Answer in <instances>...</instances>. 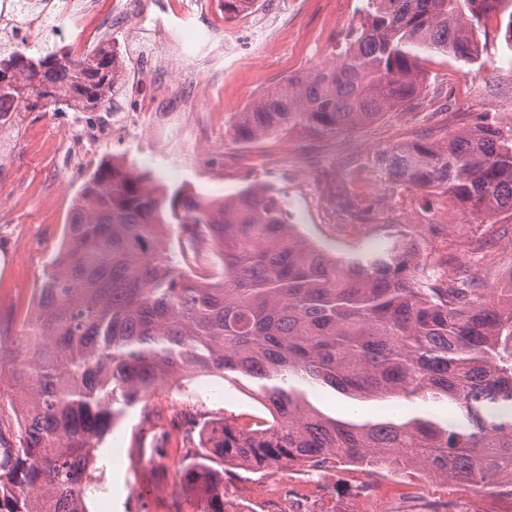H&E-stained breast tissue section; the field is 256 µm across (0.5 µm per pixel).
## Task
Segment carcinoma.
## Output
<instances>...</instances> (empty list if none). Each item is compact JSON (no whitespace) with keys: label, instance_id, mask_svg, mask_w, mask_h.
Wrapping results in <instances>:
<instances>
[{"label":"carcinoma","instance_id":"obj_1","mask_svg":"<svg viewBox=\"0 0 512 512\" xmlns=\"http://www.w3.org/2000/svg\"><path fill=\"white\" fill-rule=\"evenodd\" d=\"M363 19L334 58L266 89L237 113L233 137L252 144L301 127L346 132L411 104L424 91L421 61L478 60L471 28L499 17L512 48V0H362ZM45 32L33 51L0 53L15 89L0 104L29 111L46 93L54 110L109 112L121 79L112 46L76 60ZM384 191L426 190L459 210H512V122L492 112L439 142L406 141L373 156ZM338 206L367 219L374 205L346 193ZM180 224L217 253V275L186 274L162 246ZM396 224L339 261L295 232L265 186L219 202L167 194L114 156L75 199L65 243L44 274L29 352L12 375L23 396L19 444L0 448V512H86L96 442L147 403L156 380L220 371L253 385L268 424L224 418L202 426L185 471L207 512H224V472L212 459L257 467L344 455L395 453L440 477L490 484L512 471V287L499 296L452 252L428 263ZM357 401L446 402L451 427L429 411L380 421L342 420L308 389Z\"/></svg>","mask_w":512,"mask_h":512}]
</instances>
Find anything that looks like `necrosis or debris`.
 <instances>
[{"mask_svg": "<svg viewBox=\"0 0 512 512\" xmlns=\"http://www.w3.org/2000/svg\"><path fill=\"white\" fill-rule=\"evenodd\" d=\"M121 0H115L112 13L102 16L94 27L83 23L84 10H48L20 13L16 0H0V18L6 25V43L28 40L32 30L45 26L50 18H65L79 28L78 39L70 44L78 54L99 42L101 33L122 13ZM143 108L131 100L122 122L101 125L89 116L80 123L64 119L62 134L74 152L100 140L107 132H120L135 122ZM474 486L468 481L448 483L407 461L390 459L381 463H360L348 457L319 458L281 475L274 469L257 470L241 483L224 486L229 512H469Z\"/></svg>", "mask_w": 512, "mask_h": 512, "instance_id": "necrosis-or-debris-1", "label": "necrosis or debris"}]
</instances>
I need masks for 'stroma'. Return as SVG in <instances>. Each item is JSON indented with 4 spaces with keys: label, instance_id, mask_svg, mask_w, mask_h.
<instances>
[{
    "label": "stroma",
    "instance_id": "35a3bbf8",
    "mask_svg": "<svg viewBox=\"0 0 512 512\" xmlns=\"http://www.w3.org/2000/svg\"><path fill=\"white\" fill-rule=\"evenodd\" d=\"M159 2V19L173 32V41H160L148 29L129 36L117 16L101 37L129 59L130 89L146 97L162 92L157 121L101 141L81 161L61 137L55 113H23L12 131L15 158L0 169V311L10 314L20 306L24 313L12 344L0 350V439L6 443H15L18 435L11 371L28 350L25 333L36 313L37 290L63 246L74 200L101 159L122 156L166 191L186 190L207 201L255 185L272 187L300 234L346 258L375 243L383 225L420 221L413 192L385 198L371 167L375 153L415 138L441 140L482 112L512 120V49L494 19L471 32L482 50L480 64L466 67L442 55L425 57V90L412 107L329 138L296 128L242 145L232 133L236 113L270 85L331 61L335 47L363 17L360 0H299L298 11L285 17L279 14L281 0H255L254 12L237 13L229 21L197 9L195 0ZM190 32L199 37L215 33V49L180 57L178 45ZM341 191L372 197L376 220L339 213L335 196ZM492 225L512 231V212L473 214L443 203L435 208L428 240L440 250L458 245L462 258L464 243ZM313 401L341 419L375 421L415 409L409 402H358L330 389ZM148 405L183 408L216 423L227 416L243 423L263 411L249 381L216 373L173 376L153 390ZM160 429L147 423L137 406L98 443L100 489L88 495L87 512H205L203 498L182 480L196 447L172 436L164 442V454L156 455L145 449L143 434ZM120 448L125 457H117Z\"/></svg>",
    "mask_w": 512,
    "mask_h": 512
}]
</instances>
